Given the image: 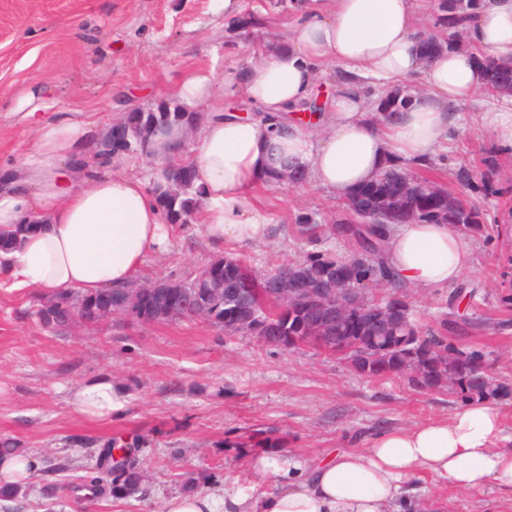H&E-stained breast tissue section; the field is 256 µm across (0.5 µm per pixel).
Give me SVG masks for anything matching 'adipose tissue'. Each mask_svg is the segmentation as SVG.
Segmentation results:
<instances>
[{
  "label": "adipose tissue",
  "instance_id": "1",
  "mask_svg": "<svg viewBox=\"0 0 512 512\" xmlns=\"http://www.w3.org/2000/svg\"><path fill=\"white\" fill-rule=\"evenodd\" d=\"M419 0H304L287 35L260 58L225 69L185 71L171 95L194 113L200 135L183 155L185 130L146 141L155 171L189 165L203 194L202 234L217 248L252 243L272 234L268 218L248 201L273 174L294 169L333 197L350 198L391 165L424 164L447 149L449 104L487 90L483 62L512 60V0H481L470 27V45L424 57L418 33ZM336 63L338 88L326 112L308 123L291 119L311 98L322 67ZM389 92L414 81L423 95L403 112H374L362 82ZM480 128L512 144V96L491 93ZM240 97L262 112L243 120L225 114V98ZM34 136L20 161L0 162V232L30 225L20 246L0 251V285L46 294L92 295L128 286L152 254L168 251L173 231L156 195L141 179L100 163L105 133L95 114L45 117L40 91L14 98ZM382 261L401 284L448 288L470 269V238L446 224H394L384 231ZM125 396L109 376L90 378L70 392L73 411L108 418ZM499 410L471 402L447 418L382 430L358 448L320 460L282 461L266 453L252 472L274 476L271 491L254 495L246 485L223 492L170 497L165 512H425L410 481L425 473L470 491L494 486L512 497V448ZM41 467L23 450L0 456V485L29 484Z\"/></svg>",
  "mask_w": 512,
  "mask_h": 512
}]
</instances>
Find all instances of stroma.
<instances>
[{
    "mask_svg": "<svg viewBox=\"0 0 512 512\" xmlns=\"http://www.w3.org/2000/svg\"><path fill=\"white\" fill-rule=\"evenodd\" d=\"M238 7L263 17L264 26L227 32L221 0H0V154L22 153L32 137L11 113L15 93L45 85L52 111L118 119L168 101L169 88L190 67L205 64L220 74L257 58L286 34L294 14L268 0H240ZM487 104L480 94L452 107L456 121L443 156L403 164L413 176L477 200L492 227L473 234L474 264L458 285L412 291L408 301L422 330L456 321L450 340L480 350L512 389V146L478 127ZM250 201L268 216L270 239L229 244L219 254L198 224L177 226L169 252L148 257L133 285L186 279L220 255L260 275L316 254L359 258L335 229L343 201L313 182L269 184ZM301 213L314 214L325 234L302 235L295 223ZM40 298L33 288H0V441L60 468L43 466L9 497L6 512H163L171 496L219 491L243 479L260 494L273 480L253 477L254 454L313 458L461 406L444 389L371 381L314 348L284 351L202 320L113 316L48 329L35 315ZM98 375L123 390V408L107 419L74 414L71 389ZM111 439L135 458L140 484L124 496L85 495L82 479L106 468ZM412 484L446 499L447 512H485L491 504L512 512V501L491 488L460 492L426 474Z\"/></svg>",
    "mask_w": 512,
    "mask_h": 512,
    "instance_id": "35a3bbf8",
    "label": "stroma"
}]
</instances>
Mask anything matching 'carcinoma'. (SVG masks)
Here are the masks:
<instances>
[{"label":"carcinoma","mask_w":512,"mask_h":512,"mask_svg":"<svg viewBox=\"0 0 512 512\" xmlns=\"http://www.w3.org/2000/svg\"><path fill=\"white\" fill-rule=\"evenodd\" d=\"M439 10L446 13L449 29L463 24L478 7L479 0H438ZM487 84L499 91L512 89V64L498 61L485 62ZM122 125L129 142L124 149L142 151L150 133L163 127L194 126V117L179 106L161 103L148 111L133 110L125 113ZM407 172L401 167L382 173L373 182L359 190L345 202V211L351 212L355 199L364 196L376 207L388 210L390 224H403L415 219L426 223L461 225L466 230H484L483 214L478 206L463 202L446 189L432 190L422 180L411 186ZM180 177L189 183L178 194L170 191L169 184H155L154 190L160 207L172 224H190L198 210L200 188L196 175L187 165L172 167L168 179ZM354 246L371 256V260L343 261L334 257L310 256L295 263L298 279L313 282L331 271L347 284L358 287L356 303L328 316L323 307L309 301L299 290L284 304L268 272L258 279L238 259H220L219 277L223 286L202 299L206 313L199 316L183 308L166 288H156L150 295L153 307L171 311L158 318L160 322L181 319H201L221 326L228 334L242 332L241 319L246 317L269 327L264 335L267 345H274L280 336L293 338L292 347L311 345L345 360L358 375L372 381L398 378L414 389L445 388L463 403L484 400L506 392V387L480 368L482 355L467 350L448 340L449 322L440 330L428 334L419 330L411 320L408 289L391 278L381 261L377 245L368 239L354 238L343 230ZM143 286L122 290L106 289L93 296L73 292L51 297V307L41 305L37 315L43 326L57 328L72 322L73 311L81 306L89 310L107 309L129 296L141 297Z\"/></svg>","instance_id":"1"}]
</instances>
